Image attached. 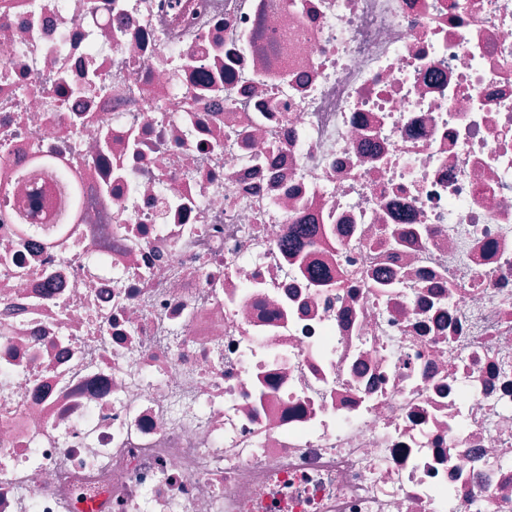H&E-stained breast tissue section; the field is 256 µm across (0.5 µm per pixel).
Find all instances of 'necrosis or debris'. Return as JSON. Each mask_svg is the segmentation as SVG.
<instances>
[{"label": "necrosis or debris", "instance_id": "obj_1", "mask_svg": "<svg viewBox=\"0 0 512 512\" xmlns=\"http://www.w3.org/2000/svg\"><path fill=\"white\" fill-rule=\"evenodd\" d=\"M0 512H512V0H0Z\"/></svg>", "mask_w": 512, "mask_h": 512}]
</instances>
